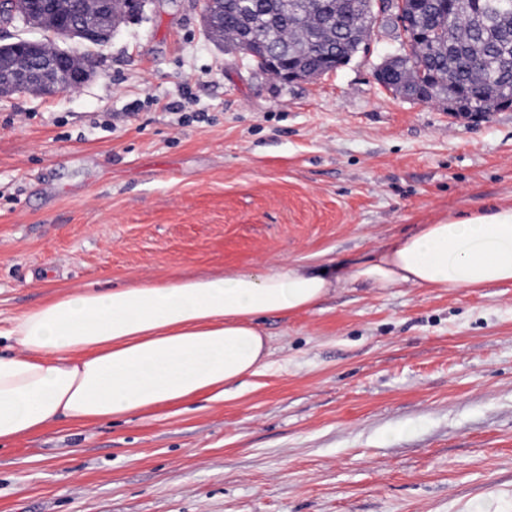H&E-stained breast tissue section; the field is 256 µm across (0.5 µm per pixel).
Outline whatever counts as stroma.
<instances>
[{
    "label": "stroma",
    "instance_id": "35a3bbf8",
    "mask_svg": "<svg viewBox=\"0 0 512 512\" xmlns=\"http://www.w3.org/2000/svg\"><path fill=\"white\" fill-rule=\"evenodd\" d=\"M377 19L286 83L202 0H147L80 89L0 98V326L81 288L354 259L512 205V108L392 94ZM223 402L0 445V512H512V284L340 288L272 313Z\"/></svg>",
    "mask_w": 512,
    "mask_h": 512
}]
</instances>
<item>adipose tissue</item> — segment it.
<instances>
[{
    "label": "adipose tissue",
    "instance_id": "obj_1",
    "mask_svg": "<svg viewBox=\"0 0 512 512\" xmlns=\"http://www.w3.org/2000/svg\"><path fill=\"white\" fill-rule=\"evenodd\" d=\"M512 283V206L424 224L358 262L295 264L256 275L180 278L87 288L15 317L0 338V442L50 425L98 423L198 397L220 402L228 383L269 365L266 315L315 307L359 285L443 292Z\"/></svg>",
    "mask_w": 512,
    "mask_h": 512
}]
</instances>
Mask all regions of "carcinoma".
I'll return each instance as SVG.
<instances>
[{"label":"carcinoma","mask_w":512,"mask_h":512,"mask_svg":"<svg viewBox=\"0 0 512 512\" xmlns=\"http://www.w3.org/2000/svg\"><path fill=\"white\" fill-rule=\"evenodd\" d=\"M218 39L238 47L241 32L253 34L252 51L288 46L283 64L298 65L315 77L338 58L356 53L371 32L372 0H223ZM407 36H420L401 59L393 91L405 94L419 84L450 112H498L512 103V0H458L448 14L440 3L419 10L415 0L403 6ZM479 53L483 68L470 67Z\"/></svg>","instance_id":"carcinoma-1"}]
</instances>
